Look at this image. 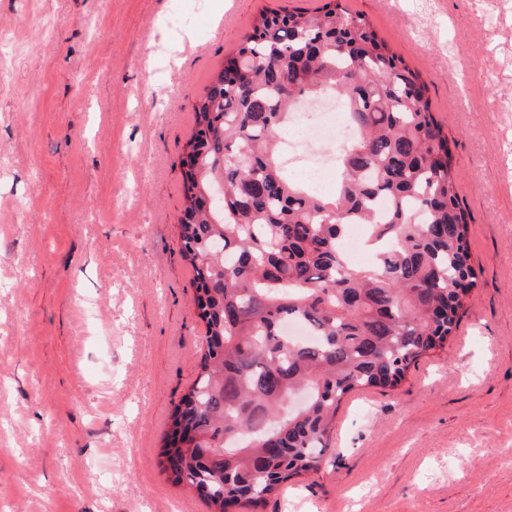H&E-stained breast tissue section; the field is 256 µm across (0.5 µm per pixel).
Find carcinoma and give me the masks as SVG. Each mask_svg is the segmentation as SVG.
Instances as JSON below:
<instances>
[{
  "label": "carcinoma",
  "instance_id": "carcinoma-1",
  "mask_svg": "<svg viewBox=\"0 0 512 512\" xmlns=\"http://www.w3.org/2000/svg\"><path fill=\"white\" fill-rule=\"evenodd\" d=\"M236 57L249 81L217 74L194 105L198 166L178 230L205 332L175 411L194 437L164 451L212 512L318 472L343 399L398 386L444 347L480 279L448 135L363 16L338 2L265 12ZM318 91L347 104L356 133L332 195L305 190L279 160L281 131ZM351 224L376 246L366 264L343 253Z\"/></svg>",
  "mask_w": 512,
  "mask_h": 512
}]
</instances>
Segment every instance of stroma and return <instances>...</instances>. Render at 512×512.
Masks as SVG:
<instances>
[{"mask_svg": "<svg viewBox=\"0 0 512 512\" xmlns=\"http://www.w3.org/2000/svg\"><path fill=\"white\" fill-rule=\"evenodd\" d=\"M325 2L0 0V512H210L164 456L204 334L181 162L259 15ZM339 2L425 83L481 276L444 348L348 395L321 470L247 512H512V0Z\"/></svg>", "mask_w": 512, "mask_h": 512, "instance_id": "obj_1", "label": "stroma"}]
</instances>
